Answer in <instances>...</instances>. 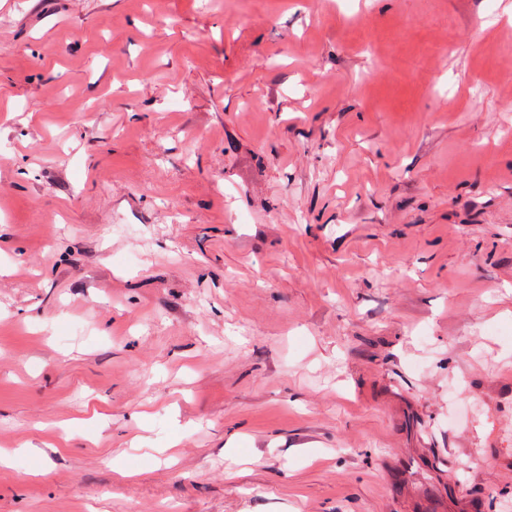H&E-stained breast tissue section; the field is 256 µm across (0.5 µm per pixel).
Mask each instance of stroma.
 Wrapping results in <instances>:
<instances>
[{
  "label": "stroma",
  "mask_w": 512,
  "mask_h": 512,
  "mask_svg": "<svg viewBox=\"0 0 512 512\" xmlns=\"http://www.w3.org/2000/svg\"><path fill=\"white\" fill-rule=\"evenodd\" d=\"M0 0V512L512 505V0Z\"/></svg>",
  "instance_id": "obj_1"
}]
</instances>
